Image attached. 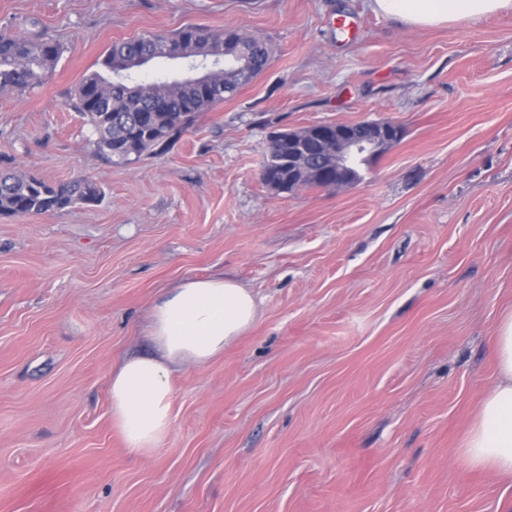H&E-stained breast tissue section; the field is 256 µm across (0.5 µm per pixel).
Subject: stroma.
<instances>
[{
	"instance_id": "stroma-1",
	"label": "stroma",
	"mask_w": 512,
	"mask_h": 512,
	"mask_svg": "<svg viewBox=\"0 0 512 512\" xmlns=\"http://www.w3.org/2000/svg\"><path fill=\"white\" fill-rule=\"evenodd\" d=\"M188 25L272 59L113 165L72 89L112 43ZM41 30L64 52L0 90V170L102 197L0 215V512H505L512 481L460 448L512 308V11L418 27L369 0H0V32ZM369 120L402 136L360 183L263 182L270 132ZM209 276L247 288L255 322L175 371L169 433L130 454L112 371L153 353L167 291Z\"/></svg>"
}]
</instances>
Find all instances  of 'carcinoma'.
I'll use <instances>...</instances> for the list:
<instances>
[{"label": "carcinoma", "instance_id": "carcinoma-1", "mask_svg": "<svg viewBox=\"0 0 512 512\" xmlns=\"http://www.w3.org/2000/svg\"><path fill=\"white\" fill-rule=\"evenodd\" d=\"M171 45L178 59L192 65L215 60L221 64L219 82L195 87L190 80L148 79L133 82L135 61L153 53L158 44ZM250 52L261 59V73L271 59V45L237 29L215 34L205 27L187 26L167 35L155 34L113 43L104 53L98 71L86 76L70 94V106L88 117L97 135L98 152L116 165L138 160L163 148L187 130L195 117L235 95L241 88L237 68L240 55ZM63 49L47 34L25 36L0 33V89L25 90L39 85L45 73L60 60ZM288 178V132L281 144L266 145L263 182L280 192L306 187H329L330 172L305 174L296 161ZM101 191L87 178L49 183L35 176L18 177L0 171V215H42L98 200Z\"/></svg>", "mask_w": 512, "mask_h": 512}]
</instances>
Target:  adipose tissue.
Listing matches in <instances>:
<instances>
[{
	"mask_svg": "<svg viewBox=\"0 0 512 512\" xmlns=\"http://www.w3.org/2000/svg\"><path fill=\"white\" fill-rule=\"evenodd\" d=\"M371 7L380 15L427 27L512 10V0H371ZM256 313L250 291L221 277L185 280L155 304L150 335L156 356L125 358L110 382L112 417L129 453H149L169 432L176 367L223 355ZM493 350L498 380L483 398L461 451L472 467L512 476V310L500 318Z\"/></svg>",
	"mask_w": 512,
	"mask_h": 512,
	"instance_id": "ef3b65f1",
	"label": "adipose tissue"
}]
</instances>
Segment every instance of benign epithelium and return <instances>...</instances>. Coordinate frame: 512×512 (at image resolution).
I'll list each match as a JSON object with an SVG mask.
<instances>
[{"instance_id": "obj_1", "label": "benign epithelium", "mask_w": 512, "mask_h": 512, "mask_svg": "<svg viewBox=\"0 0 512 512\" xmlns=\"http://www.w3.org/2000/svg\"><path fill=\"white\" fill-rule=\"evenodd\" d=\"M300 137L314 145L321 155H336V185L340 186L347 183L344 174L347 161L360 155L366 160L374 158L400 138V129L392 130L378 121L364 122L360 126L328 122L310 126Z\"/></svg>"}]
</instances>
